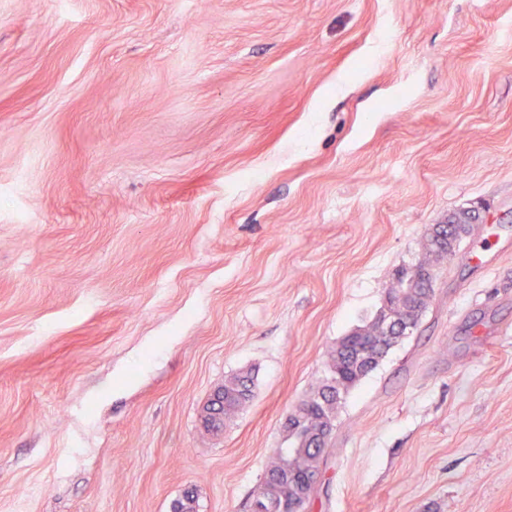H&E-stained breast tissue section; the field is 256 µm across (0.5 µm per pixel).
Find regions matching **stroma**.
I'll return each instance as SVG.
<instances>
[{
	"label": "stroma",
	"mask_w": 512,
	"mask_h": 512,
	"mask_svg": "<svg viewBox=\"0 0 512 512\" xmlns=\"http://www.w3.org/2000/svg\"><path fill=\"white\" fill-rule=\"evenodd\" d=\"M465 208L307 512H512V0H0V512H251ZM479 221L480 216L475 210H459L448 216L446 224H436L422 243L424 258L427 260L398 271L396 287L391 288L388 294L399 296L390 303L385 300V309L375 321L358 326L336 343L329 355V374L326 379L298 404L293 416L285 423L284 439L290 443L293 452L284 455L280 448L274 451L253 499V506L255 502H260L263 510L253 512H283L281 506L284 502L294 503V478L299 479L305 474H309L301 480L305 495L313 493L317 481L315 473L319 470L323 453V447L316 440V433L328 422L334 423L336 410L344 395L377 369L399 340L413 333L427 308L433 291V278H419L415 272L417 265L427 262L430 257L438 261L437 257H442L448 250V237L459 247L462 233H467V226L478 224ZM448 224L458 225L448 230ZM442 225H447V230ZM409 309L416 311L411 318L406 313ZM385 317L396 319L400 327L396 335L388 336L380 327V319ZM366 349L371 350L370 355L375 356V359L362 353ZM254 380L250 373H239L224 383L218 391L223 396V403L216 415H203L205 428L218 432L224 428V421L230 419L253 398Z\"/></svg>",
	"instance_id": "stroma-1"
}]
</instances>
